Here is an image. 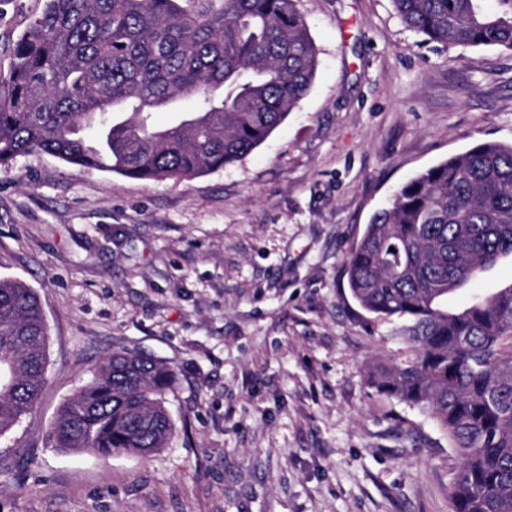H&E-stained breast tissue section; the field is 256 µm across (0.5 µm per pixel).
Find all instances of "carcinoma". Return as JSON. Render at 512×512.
Masks as SVG:
<instances>
[{"label": "carcinoma", "mask_w": 512, "mask_h": 512, "mask_svg": "<svg viewBox=\"0 0 512 512\" xmlns=\"http://www.w3.org/2000/svg\"><path fill=\"white\" fill-rule=\"evenodd\" d=\"M296 0H45L0 74V166L32 153L142 181L180 180L249 155L312 86L318 49ZM444 48L512 52V0H393ZM194 100L172 126L152 114ZM96 130L89 138L85 130ZM512 255V145L485 142L402 185L349 257L366 312L400 323L414 357L380 365L381 394L425 409L459 449L452 512H512V286L448 309V296ZM48 326L35 291L0 279V436L37 407ZM171 367L112 353L64 402L62 451L147 455L173 422Z\"/></svg>", "instance_id": "1"}]
</instances>
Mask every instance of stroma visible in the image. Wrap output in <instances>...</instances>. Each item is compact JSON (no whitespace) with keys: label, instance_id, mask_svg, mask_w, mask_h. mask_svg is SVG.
<instances>
[{"label":"stroma","instance_id":"35a3bbf8","mask_svg":"<svg viewBox=\"0 0 512 512\" xmlns=\"http://www.w3.org/2000/svg\"><path fill=\"white\" fill-rule=\"evenodd\" d=\"M44 0H0V72ZM315 82L243 160L144 182L53 156L0 167V278L49 327L47 386L0 437V512H451L461 463L368 381L412 347L351 297L346 262L404 183L512 144V52L433 50L392 0H297ZM512 285V256L450 307ZM175 372L167 448L66 453L50 425L109 353Z\"/></svg>","mask_w":512,"mask_h":512}]
</instances>
